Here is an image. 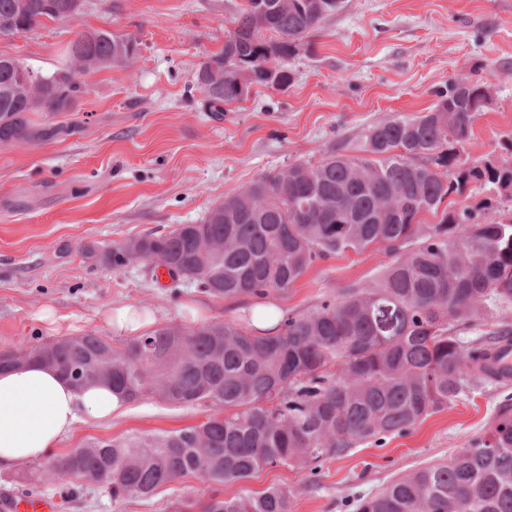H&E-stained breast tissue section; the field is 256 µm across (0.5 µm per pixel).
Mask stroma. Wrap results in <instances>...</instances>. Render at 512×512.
I'll return each mask as SVG.
<instances>
[{"label": "stroma", "instance_id": "obj_1", "mask_svg": "<svg viewBox=\"0 0 512 512\" xmlns=\"http://www.w3.org/2000/svg\"><path fill=\"white\" fill-rule=\"evenodd\" d=\"M242 0H84L75 20L45 21L0 37V55L55 69L78 31L136 36L128 68L84 76L85 91L56 123L72 131L31 146L0 145V350L95 332L114 340L117 308L153 310L157 326L232 320L246 323L247 299L214 297L143 260L115 269L84 255L150 231L197 224L225 194L296 160H321L353 145L365 128L412 116L455 79L484 83L491 103L475 121L463 154L512 161V0H343L290 64L287 88L255 87L232 111H210L194 77L218 53ZM388 258L382 245L314 263L292 288L272 293L280 311L307 314L351 283L376 277ZM53 309L60 331L40 316ZM512 411V382L485 384L418 423L405 436L359 446L323 461L318 475L268 467L224 487L225 497L270 486L290 491L293 512H355L358 498L419 468L443 463L487 434ZM206 404L175 407L147 394L111 420L77 424L48 457L0 472V503L26 492L22 477L42 471L39 495L56 512H169L180 496L208 488L193 478L149 498L113 502L92 486L48 471L51 459L92 438L158 434L201 423Z\"/></svg>", "mask_w": 512, "mask_h": 512}]
</instances>
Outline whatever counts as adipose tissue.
Wrapping results in <instances>:
<instances>
[{
    "mask_svg": "<svg viewBox=\"0 0 512 512\" xmlns=\"http://www.w3.org/2000/svg\"><path fill=\"white\" fill-rule=\"evenodd\" d=\"M125 404L109 384L78 388L41 363L0 371V470L42 458L78 422L111 418Z\"/></svg>",
    "mask_w": 512,
    "mask_h": 512,
    "instance_id": "adipose-tissue-1",
    "label": "adipose tissue"
}]
</instances>
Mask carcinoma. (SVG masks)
Instances as JSON below:
<instances>
[{
	"instance_id": "1",
	"label": "carcinoma",
	"mask_w": 512,
	"mask_h": 512,
	"mask_svg": "<svg viewBox=\"0 0 512 512\" xmlns=\"http://www.w3.org/2000/svg\"><path fill=\"white\" fill-rule=\"evenodd\" d=\"M266 8L257 24V2ZM78 0H0V36L45 20L71 21ZM341 0H243L221 52L195 84L211 112L247 101L246 84L284 87L289 61ZM139 40L82 30L33 98L17 74L30 64L0 55V144L33 145L60 126L37 123L70 111L78 75L123 68ZM485 86L461 79L436 93L428 112L366 128L355 148L333 147L317 163L293 161L228 193L200 224L147 233L88 256L121 269L149 260L173 282L237 300L285 291L318 260L383 245L390 262L377 278L350 284L310 314H287L263 335L234 321L166 325L125 341L88 333L26 349L77 385L106 382L134 402L144 394L176 405L200 402L223 414L176 431L99 439L49 464L53 473L102 488L117 501L150 497L193 476L210 489L187 494L174 512H292L290 493L269 487L223 498L224 484L270 466L305 468L343 457L361 443L404 435L470 388L493 379L486 345L469 351L448 320L471 323L489 303L512 305V219L485 211L512 197V167L471 161L460 149L485 108ZM477 206L446 200L470 184ZM440 215L423 224L424 213ZM357 512H512V413L448 463L421 468L359 499Z\"/></svg>"
}]
</instances>
